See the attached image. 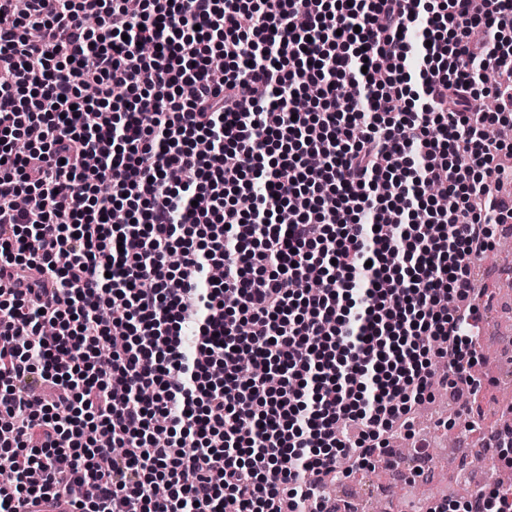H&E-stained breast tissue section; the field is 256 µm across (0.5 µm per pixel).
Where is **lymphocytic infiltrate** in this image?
<instances>
[{"label":"lymphocytic infiltrate","mask_w":512,"mask_h":512,"mask_svg":"<svg viewBox=\"0 0 512 512\" xmlns=\"http://www.w3.org/2000/svg\"><path fill=\"white\" fill-rule=\"evenodd\" d=\"M129 2L0 0V512H325L481 387L512 143L475 77L511 126L512 0ZM71 497L46 496L29 500L23 507V512H74Z\"/></svg>","instance_id":"1"}]
</instances>
